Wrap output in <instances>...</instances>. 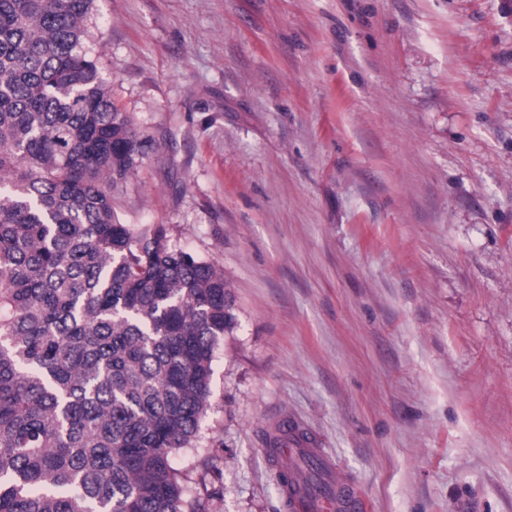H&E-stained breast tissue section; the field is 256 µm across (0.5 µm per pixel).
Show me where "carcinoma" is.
<instances>
[{
	"label": "carcinoma",
	"instance_id": "1",
	"mask_svg": "<svg viewBox=\"0 0 512 512\" xmlns=\"http://www.w3.org/2000/svg\"><path fill=\"white\" fill-rule=\"evenodd\" d=\"M94 0H0V512H206L171 465L235 324L224 273L121 223L145 156L99 60ZM313 453L277 474L320 496Z\"/></svg>",
	"mask_w": 512,
	"mask_h": 512
}]
</instances>
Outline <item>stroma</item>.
Wrapping results in <instances>:
<instances>
[{
	"label": "stroma",
	"instance_id": "35a3bbf8",
	"mask_svg": "<svg viewBox=\"0 0 512 512\" xmlns=\"http://www.w3.org/2000/svg\"><path fill=\"white\" fill-rule=\"evenodd\" d=\"M126 224L224 272L208 512H285L264 436L364 512H512V0H95ZM283 423L278 426L279 431H282L286 433L287 431H284L283 429ZM281 432H277V435L279 437L278 446L279 448H288L289 452H292L294 454H299L302 451H306L309 448H312L313 442L309 438L303 437L300 432L298 431H288V435Z\"/></svg>",
	"mask_w": 512,
	"mask_h": 512
}]
</instances>
